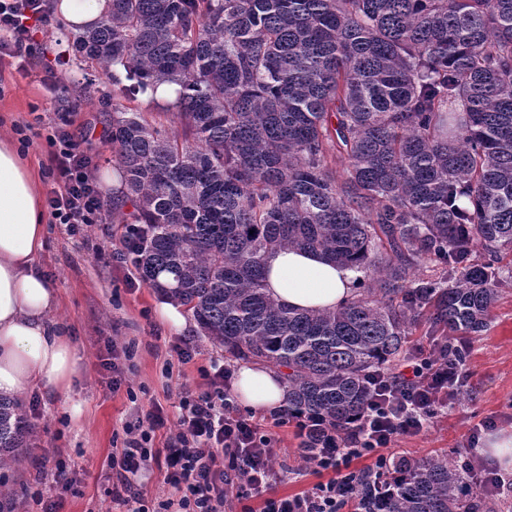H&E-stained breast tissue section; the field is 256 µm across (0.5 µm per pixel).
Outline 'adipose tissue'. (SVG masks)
<instances>
[{
	"instance_id": "ef3b65f1",
	"label": "adipose tissue",
	"mask_w": 512,
	"mask_h": 512,
	"mask_svg": "<svg viewBox=\"0 0 512 512\" xmlns=\"http://www.w3.org/2000/svg\"><path fill=\"white\" fill-rule=\"evenodd\" d=\"M111 0H58L57 13L69 29L96 26ZM46 223L40 188L13 138L0 133V395L41 389L66 393L78 371V357L54 314L59 296L38 264ZM354 271L322 253L286 249L265 268L267 294L297 310L340 306L354 292ZM238 402L256 412L281 409L287 385L275 369L241 364L234 382Z\"/></svg>"
}]
</instances>
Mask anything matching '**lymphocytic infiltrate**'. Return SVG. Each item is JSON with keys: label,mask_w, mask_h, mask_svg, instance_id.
Returning <instances> with one entry per match:
<instances>
[{"label": "lymphocytic infiltrate", "mask_w": 512, "mask_h": 512, "mask_svg": "<svg viewBox=\"0 0 512 512\" xmlns=\"http://www.w3.org/2000/svg\"><path fill=\"white\" fill-rule=\"evenodd\" d=\"M48 23L45 0H0V60L32 61L37 54L32 29ZM48 142L52 186L46 204L52 219L72 233L100 222L104 200L94 179L90 147L74 140L63 126L56 127ZM464 373L463 364L452 359L447 348L419 346L403 370L376 376L373 395L356 417L351 439L340 438L323 420H297L300 438L319 440L308 466L329 472L330 478L301 495L270 497L266 490L275 474L274 441L258 421L233 404L230 368L212 364L202 373L204 389L183 391L176 423H169L162 408L155 406L136 424L124 426L123 446L109 461V494L125 512H154L136 480L156 469L180 497L159 501L155 512H224L230 495L242 501L241 512H253L246 501L259 493L266 496L262 512H338L352 491L350 461L425 431L447 409ZM162 429L167 432L163 446L151 448L153 436Z\"/></svg>", "instance_id": "obj_1"}]
</instances>
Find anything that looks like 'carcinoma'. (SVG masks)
Returning <instances> with one entry per match:
<instances>
[{
    "label": "carcinoma",
    "mask_w": 512,
    "mask_h": 512,
    "mask_svg": "<svg viewBox=\"0 0 512 512\" xmlns=\"http://www.w3.org/2000/svg\"><path fill=\"white\" fill-rule=\"evenodd\" d=\"M73 44L112 80L141 278L230 357L286 369L288 413L348 435L412 328L465 344L489 326L512 278V0H112ZM284 248L354 270L355 293L277 303L265 264ZM423 259L439 278L416 274ZM31 433L0 396V469ZM355 484L360 512L484 508L446 456Z\"/></svg>",
    "instance_id": "cac0c4a2"
}]
</instances>
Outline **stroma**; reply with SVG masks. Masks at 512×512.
Listing matches in <instances>:
<instances>
[{
  "label": "stroma",
  "instance_id": "stroma-1",
  "mask_svg": "<svg viewBox=\"0 0 512 512\" xmlns=\"http://www.w3.org/2000/svg\"><path fill=\"white\" fill-rule=\"evenodd\" d=\"M72 36L59 18H52L35 35L44 51L39 63L22 70L12 59L0 62V130L12 134L34 124L37 135L23 154L44 192L50 188L47 137L58 120H65L74 138L92 148L95 176L115 167L109 114L101 101L112 86L104 78L88 85L82 72L69 64ZM50 71L65 87L55 98L41 84ZM102 195L108 202L102 223L75 235L63 224L47 227V247L39 263L59 294L56 317L73 341L79 373L66 396L34 391L21 401L33 430L29 448L21 463L0 471V480L15 493V512H40L30 497L37 489L45 501L55 504L56 512H119L107 495L112 485L108 462L122 446L125 424L155 405L176 417L182 390L195 391L204 383L200 368L214 359L238 364L197 328L189 333L198 349L194 362L179 363L172 346L180 337L156 312L160 294L121 257L119 236L129 216L111 206L110 190ZM106 354L112 357L109 369L100 364ZM465 368L468 375L448 413L419 436L384 449V456L444 452L460 464L470 457L469 442L481 447L488 435L512 431V284L502 287L488 329L469 340ZM116 377L122 380L117 390L112 387ZM76 406L81 409L77 417L72 414ZM271 433L279 461L288 468L287 476L273 484L271 495L291 496L327 481V474L306 470L295 422L272 428ZM45 448L55 449L71 467L70 489L36 484V458Z\"/></svg>",
  "mask_w": 512,
  "mask_h": 512
}]
</instances>
